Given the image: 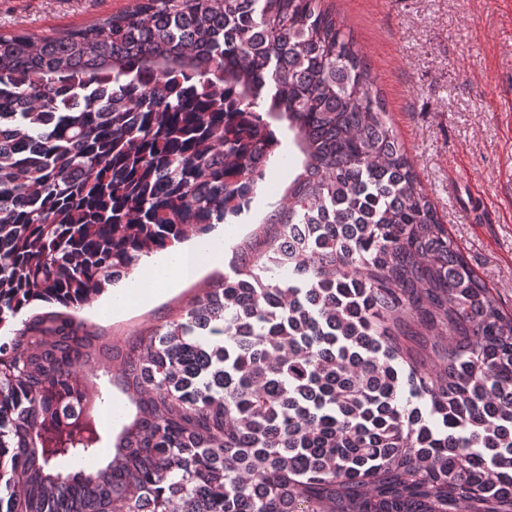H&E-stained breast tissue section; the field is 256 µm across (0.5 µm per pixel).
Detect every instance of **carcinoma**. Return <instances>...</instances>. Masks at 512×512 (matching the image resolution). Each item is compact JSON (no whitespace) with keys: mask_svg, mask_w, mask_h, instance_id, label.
Returning a JSON list of instances; mask_svg holds the SVG:
<instances>
[{"mask_svg":"<svg viewBox=\"0 0 512 512\" xmlns=\"http://www.w3.org/2000/svg\"><path fill=\"white\" fill-rule=\"evenodd\" d=\"M285 121L301 171L266 246L138 335L103 467L69 313L242 212ZM305 225L282 266L283 231ZM0 512H512V309L443 224L324 0H137L0 35ZM403 336H438L434 364Z\"/></svg>","mask_w":512,"mask_h":512,"instance_id":"cac0c4a2","label":"carcinoma"}]
</instances>
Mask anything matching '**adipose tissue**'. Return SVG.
Instances as JSON below:
<instances>
[{
  "instance_id": "obj_1",
  "label": "adipose tissue",
  "mask_w": 512,
  "mask_h": 512,
  "mask_svg": "<svg viewBox=\"0 0 512 512\" xmlns=\"http://www.w3.org/2000/svg\"><path fill=\"white\" fill-rule=\"evenodd\" d=\"M241 226H217L203 242H184L161 259L142 260L132 281L118 287L104 316L118 317L127 311L151 306L163 296L197 280L207 267L224 263V239L241 233Z\"/></svg>"
}]
</instances>
